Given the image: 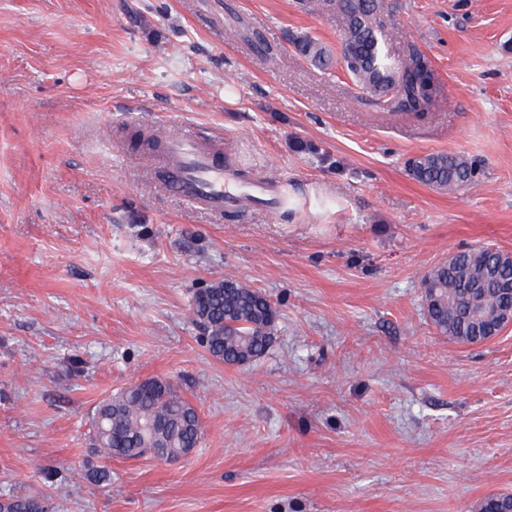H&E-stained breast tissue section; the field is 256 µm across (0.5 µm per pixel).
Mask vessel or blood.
Segmentation results:
<instances>
[{
  "label": "vessel or blood",
  "instance_id": "b4317fda",
  "mask_svg": "<svg viewBox=\"0 0 512 512\" xmlns=\"http://www.w3.org/2000/svg\"><path fill=\"white\" fill-rule=\"evenodd\" d=\"M157 152L168 190L193 208L221 215L282 207V185L245 175L225 157L223 137L180 127L161 139Z\"/></svg>",
  "mask_w": 512,
  "mask_h": 512
}]
</instances>
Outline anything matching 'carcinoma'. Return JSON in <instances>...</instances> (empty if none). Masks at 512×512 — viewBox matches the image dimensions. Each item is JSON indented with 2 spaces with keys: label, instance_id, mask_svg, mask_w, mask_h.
<instances>
[{
  "label": "carcinoma",
  "instance_id": "obj_1",
  "mask_svg": "<svg viewBox=\"0 0 512 512\" xmlns=\"http://www.w3.org/2000/svg\"><path fill=\"white\" fill-rule=\"evenodd\" d=\"M318 8L332 12L341 23V69L356 88L371 94L388 112L432 111L438 96L432 65L417 51L404 59L391 58L382 0H318ZM237 34L256 50L272 52L260 33L241 26ZM290 43L296 55L318 68L329 71L336 66V59L313 38L297 36ZM407 167L420 183L450 191L467 188L475 177L473 163L455 153L412 157ZM494 281L512 284V261L501 249L486 245L453 254L451 262L437 263L423 278L426 317L450 341L484 342L469 314L473 286H485L487 304L512 307V294L499 293L490 286ZM192 316L205 330L210 354L228 365L260 359L276 339L278 311L273 302L235 278L215 280L198 291ZM92 428V447L105 459L186 458L198 448L203 434L197 408L170 379H148L104 398L95 408ZM0 508L47 512L40 495L9 496L0 501Z\"/></svg>",
  "mask_w": 512,
  "mask_h": 512
}]
</instances>
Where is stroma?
I'll use <instances>...</instances> for the list:
<instances>
[{
  "label": "stroma",
  "mask_w": 512,
  "mask_h": 512,
  "mask_svg": "<svg viewBox=\"0 0 512 512\" xmlns=\"http://www.w3.org/2000/svg\"><path fill=\"white\" fill-rule=\"evenodd\" d=\"M0 0V498L48 512H477L512 492V328L437 333L421 281L449 254L512 251V0H383L399 59L425 54L438 106L381 119L314 0ZM242 18L264 57L230 27ZM186 124L232 140L285 214L191 208L132 140ZM445 151L449 192L408 173ZM232 276L277 306L259 360L215 359L195 294ZM151 378L198 409L179 465L93 455L103 398ZM110 480L95 484L88 466ZM61 474L43 487L44 471ZM294 53L309 60L318 68L329 71L336 66V59L316 40L308 36H297L290 40ZM410 175L422 184L463 190L474 182L475 168L465 157L448 152H436L412 157L407 161ZM2 501V503H1ZM0 501L3 512H46L45 498L40 495L9 496Z\"/></svg>",
  "instance_id": "obj_1"
}]
</instances>
